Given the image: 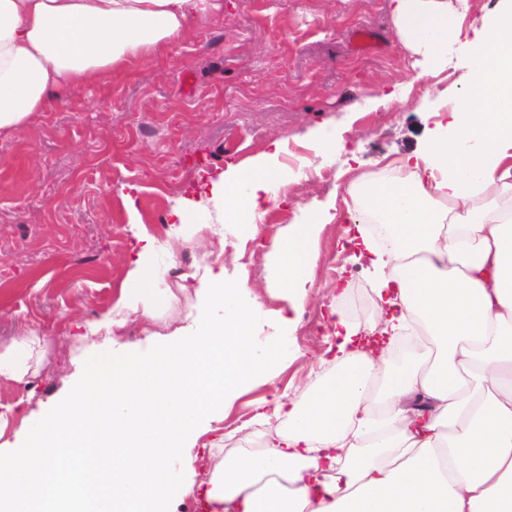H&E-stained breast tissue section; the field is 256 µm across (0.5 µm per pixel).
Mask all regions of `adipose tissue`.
Listing matches in <instances>:
<instances>
[{
	"mask_svg": "<svg viewBox=\"0 0 512 512\" xmlns=\"http://www.w3.org/2000/svg\"><path fill=\"white\" fill-rule=\"evenodd\" d=\"M220 0H0V135L30 124L58 93L179 42L188 20ZM396 35L422 75L454 64L465 83L445 129L390 163L397 179L371 186L365 211L391 232L353 246L375 270L379 317L366 329L336 322L335 376L272 413L285 431L219 461L205 489L212 512H512V0L467 31L469 0H389ZM470 35L473 54L455 46ZM288 140L228 163L170 218L197 238L196 214L240 224L279 205L295 179ZM335 201L282 228L270 254L293 325L313 286L320 225ZM140 244L112 309L84 325L95 360L76 362L63 390L16 429L0 418V512H175L193 486V453L246 390L280 371L276 341L254 339L259 305L223 259L192 277L195 301L168 335L122 339L129 321L172 306L170 290L145 298L158 246ZM135 383L99 403L115 377ZM429 405L425 422L409 403Z\"/></svg>",
	"mask_w": 512,
	"mask_h": 512,
	"instance_id": "adipose-tissue-1",
	"label": "adipose tissue"
}]
</instances>
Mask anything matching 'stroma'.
Instances as JSON below:
<instances>
[{"label": "stroma", "instance_id": "1", "mask_svg": "<svg viewBox=\"0 0 512 512\" xmlns=\"http://www.w3.org/2000/svg\"><path fill=\"white\" fill-rule=\"evenodd\" d=\"M359 28L372 31L373 45H357ZM463 82L455 68L419 76L394 35L387 0H224L221 12L191 21L182 40L151 62L70 88L32 124L0 136V350L32 331L44 338L28 385L0 378V413L17 422L19 406L39 410L61 391L71 359L86 349L74 338L77 325L109 311L130 285V220L160 245L156 287L178 290L171 270L193 274L227 241L229 273L246 275L262 310L279 308L266 250L273 236L332 197L346 213L347 167L387 181L388 160L423 143ZM323 125L345 127L346 152L314 155L309 135ZM276 136L288 140V165L307 158L312 171L258 219L257 239L236 224L208 225L201 214L203 241L172 236L169 212L192 185L262 152ZM127 193L136 213L125 206ZM346 228L323 225L314 286L292 332L279 337L285 368L204 436L198 479L209 478L215 458L248 449V435L284 431L278 421L254 423L253 401L301 398L335 372L334 337L317 330L324 317L337 311L362 326L374 320L373 272L345 256ZM189 305L184 297L158 308L154 319L130 324L125 341L171 332Z\"/></svg>", "mask_w": 512, "mask_h": 512}]
</instances>
